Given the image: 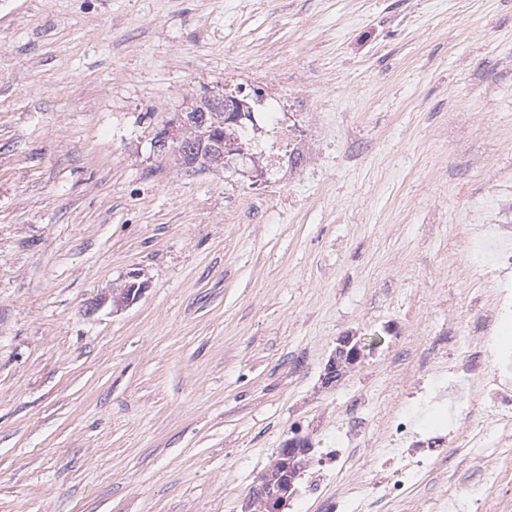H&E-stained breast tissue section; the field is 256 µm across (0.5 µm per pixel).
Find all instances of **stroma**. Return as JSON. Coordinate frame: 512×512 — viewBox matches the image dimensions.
I'll return each instance as SVG.
<instances>
[{
  "label": "stroma",
  "instance_id": "35a3bbf8",
  "mask_svg": "<svg viewBox=\"0 0 512 512\" xmlns=\"http://www.w3.org/2000/svg\"><path fill=\"white\" fill-rule=\"evenodd\" d=\"M240 89L298 164L153 153ZM509 185L512 0H0V512H243L293 429L318 459L359 400L344 475L370 479L396 352L473 334L469 224ZM458 463L381 512H512ZM144 289L145 286L143 283L135 281L128 282L124 288L117 291L113 290L111 296L112 306L117 310L130 306L140 297ZM355 336H340L325 369V383H332L351 370L360 358V341L354 342Z\"/></svg>",
  "mask_w": 512,
  "mask_h": 512
}]
</instances>
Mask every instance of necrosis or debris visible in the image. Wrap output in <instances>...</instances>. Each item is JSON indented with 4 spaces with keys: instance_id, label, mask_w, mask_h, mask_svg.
<instances>
[{
    "instance_id": "4bbe7bcc",
    "label": "necrosis or debris",
    "mask_w": 512,
    "mask_h": 512,
    "mask_svg": "<svg viewBox=\"0 0 512 512\" xmlns=\"http://www.w3.org/2000/svg\"><path fill=\"white\" fill-rule=\"evenodd\" d=\"M472 252L494 284V298L483 318L486 333L465 345L450 335L432 342L417 378L402 389L398 409L384 420L381 437L388 451L375 459L370 487L351 483L346 489V507L369 499L381 505L409 496L414 479L428 477L431 458L439 456L447 443L457 440L465 448L481 447L482 426L472 423L463 430L457 424L458 418L474 413L473 392H481L482 403L493 416L500 447L512 444V346L497 343L492 335L495 326L512 320V223L504 220L482 225ZM463 345L468 351L461 369L445 376L435 371L437 360ZM441 401L447 402L453 423L430 432L418 428V407Z\"/></svg>"
}]
</instances>
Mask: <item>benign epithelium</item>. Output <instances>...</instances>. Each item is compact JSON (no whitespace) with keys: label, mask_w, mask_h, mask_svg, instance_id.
<instances>
[{"label":"benign epithelium","mask_w":512,"mask_h":512,"mask_svg":"<svg viewBox=\"0 0 512 512\" xmlns=\"http://www.w3.org/2000/svg\"><path fill=\"white\" fill-rule=\"evenodd\" d=\"M248 104L236 96H230L222 91H214L205 95L194 104L190 105L181 115L168 123L156 133L152 140L153 152L162 156H170L185 166L196 164L193 160L197 150H190L185 147L184 131L193 125L203 127L210 126V129L224 126L223 118L226 112H243ZM137 276H132L124 288L112 292L111 302L116 309H123L136 301L142 291L144 284L136 282ZM360 358V342L354 337L346 335L337 339V346L330 358L325 372V383H332L349 370H351ZM311 443L305 437L294 435L288 439V465L294 469L295 476L288 481L287 494L276 497L267 494L264 488L256 489L250 496L247 503V512H281L287 502V496L294 493L296 476L300 475L305 468L306 461H297L301 455L309 456Z\"/></svg>","instance_id":"obj_1"}]
</instances>
